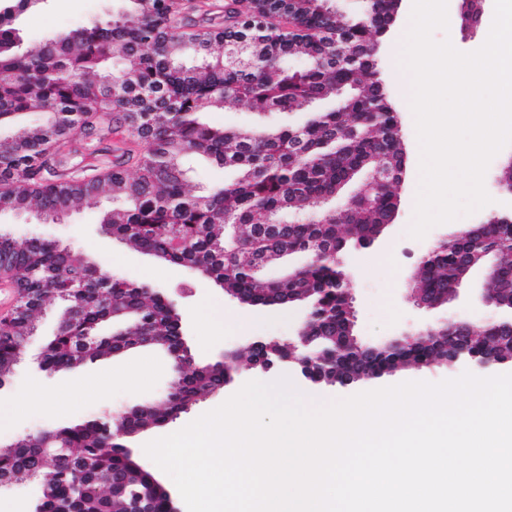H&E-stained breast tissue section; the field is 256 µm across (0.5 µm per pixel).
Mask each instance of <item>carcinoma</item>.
Wrapping results in <instances>:
<instances>
[{
  "mask_svg": "<svg viewBox=\"0 0 512 512\" xmlns=\"http://www.w3.org/2000/svg\"><path fill=\"white\" fill-rule=\"evenodd\" d=\"M131 9L107 22L25 44L15 26L0 21V122L23 112H39L43 121L21 126L9 138L10 150L0 157V211L35 212L55 223L69 212L95 202L100 195L122 200L103 212L100 224L110 236L148 251L163 264H187L248 307L286 303L309 308L305 333L317 356L308 366L317 380L352 384L378 378L406 365H424L464 345L480 354L495 335L491 327L473 330V338L450 340L430 336L402 347H376L366 357L352 353L347 318L344 269L310 246L351 249L380 235L400 198L402 180L395 175L402 151L400 116L377 77L373 36L389 32L393 0H373L364 17L346 19L332 0H229L224 26L189 30L176 0H129ZM193 55L196 64L182 60ZM115 57L130 60L128 69L109 66ZM302 57L306 68L288 67ZM340 99L339 108L321 112L298 129L266 132L214 128L202 113L239 102L258 112H292L326 99ZM69 112L99 139L114 134L112 113L123 118V140L144 143L136 156L135 174L124 163L74 165L76 177L63 165L61 145L76 133L58 124ZM199 152L237 173L234 181L205 195L187 190L181 159ZM361 182L339 217L323 222L284 220L307 207H318ZM483 241L460 232L459 242L440 246L437 262H423L417 288L433 298L448 293L462 271L452 253L466 249L474 266H485L490 285L512 292V224H488ZM494 257L486 256L487 247ZM273 263L285 256L309 254L306 266L269 287L250 272L254 253ZM0 258L28 298L16 320L0 327V383L11 377V337L36 334L46 301L59 303L58 332L43 348L47 369L73 371L116 355L120 346H143L166 352L184 347L179 311L160 291L90 267L80 252L43 238L18 241L0 234ZM47 270L56 271L50 277ZM82 281L78 292L73 281ZM81 303L74 319L70 305ZM122 314V338L102 336L86 348L77 337L99 328L110 307ZM284 350L260 342L246 361ZM240 358L207 373L191 371L172 398L131 416H92L55 428L56 443L74 450V457H49L25 437L0 447V464L16 479L54 470L53 483L42 488L41 512L77 499L88 509L104 502L110 512H126L128 500L105 488L99 476L117 475L127 487L154 499L155 512H167L163 497L147 483L149 471L137 460L132 434L169 424L183 407L202 394L221 389ZM83 458L96 461L98 472L80 473Z\"/></svg>",
  "mask_w": 512,
  "mask_h": 512,
  "instance_id": "obj_1",
  "label": "carcinoma"
}]
</instances>
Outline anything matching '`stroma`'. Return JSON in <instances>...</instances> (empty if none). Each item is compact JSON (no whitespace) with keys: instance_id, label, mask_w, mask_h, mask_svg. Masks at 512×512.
<instances>
[{"instance_id":"stroma-1","label":"stroma","mask_w":512,"mask_h":512,"mask_svg":"<svg viewBox=\"0 0 512 512\" xmlns=\"http://www.w3.org/2000/svg\"><path fill=\"white\" fill-rule=\"evenodd\" d=\"M128 8V0H46L41 8L21 17L20 27L24 41L34 42L111 20L112 16ZM399 49L398 34H391L383 41L379 51V70L384 87L403 119L404 141L410 148L416 143L417 135L410 121L412 110L409 101L401 94L405 76L394 65ZM333 107V102L323 101L294 112L260 113L243 102L230 110L205 113L203 120L213 126L291 128L305 125L318 113ZM183 167L187 172L188 187L194 194L204 193L210 186L228 183L234 178L232 171L194 154L184 158ZM111 205V199L101 198L98 206L74 211L57 224L42 223L32 213H0V231L20 241L39 236L70 245L88 258L103 260L114 274L129 282L164 289L188 310L186 332L191 338L192 350L200 355H216L226 350L242 353L253 338L284 340L294 335L304 315L303 307H290L281 315L272 310L244 307L213 282L199 278L190 267L159 263L123 241L100 236L97 232L99 213ZM413 217L411 196L403 194L393 224L386 227L370 248L353 252L349 258L348 286L356 316L355 334L362 342L378 343L447 318L465 319L472 325L483 326L499 316L495 308L476 306L474 298L466 293L434 309H420L410 301L409 289L415 284L414 275L422 255L447 230L446 225L440 224L431 228L423 239H415L408 233ZM58 313L57 303H47L26 359L16 366L9 385L0 390V402H5L38 387L57 402L58 408L49 411L32 406L12 416L0 425V444L12 442L27 433L93 416L106 409L117 412L144 400L157 399L167 387L168 366L160 352L148 347L65 374L39 370L37 358L44 344L57 332ZM464 370L461 364L435 363L419 369H401L349 388L312 387L296 376L291 382L309 400L330 402L406 381L437 383L459 377ZM81 378L93 379V388L85 391L74 388V380ZM276 378L273 372L240 368L234 373L232 383L220 393L203 397L167 427L137 436L132 443L134 454L138 459H145L146 443L182 429L211 407L223 404L246 382H271Z\"/></svg>"}]
</instances>
